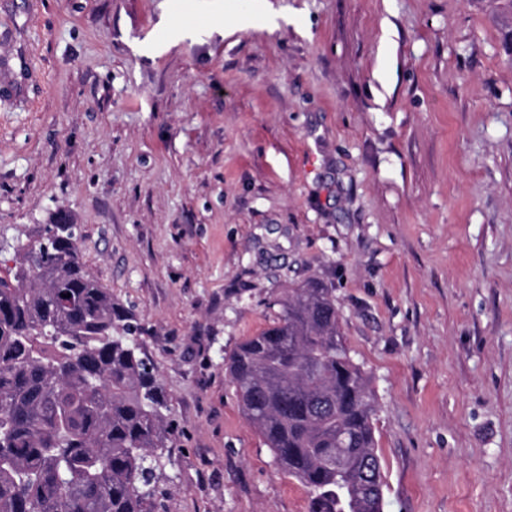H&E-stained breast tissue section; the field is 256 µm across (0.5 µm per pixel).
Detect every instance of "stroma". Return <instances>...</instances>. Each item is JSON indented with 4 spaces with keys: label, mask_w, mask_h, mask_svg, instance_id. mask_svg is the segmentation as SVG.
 <instances>
[{
    "label": "stroma",
    "mask_w": 512,
    "mask_h": 512,
    "mask_svg": "<svg viewBox=\"0 0 512 512\" xmlns=\"http://www.w3.org/2000/svg\"><path fill=\"white\" fill-rule=\"evenodd\" d=\"M0 262L57 216L141 326L170 512H308L224 367L315 277L383 512H512V0H0Z\"/></svg>",
    "instance_id": "1"
}]
</instances>
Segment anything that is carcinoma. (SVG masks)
I'll use <instances>...</instances> for the list:
<instances>
[{
    "instance_id": "obj_1",
    "label": "carcinoma",
    "mask_w": 512,
    "mask_h": 512,
    "mask_svg": "<svg viewBox=\"0 0 512 512\" xmlns=\"http://www.w3.org/2000/svg\"><path fill=\"white\" fill-rule=\"evenodd\" d=\"M46 224L0 276V512H157L176 430L132 313ZM70 297H65V294ZM225 359L243 414L308 512H383L375 397L317 279Z\"/></svg>"
}]
</instances>
